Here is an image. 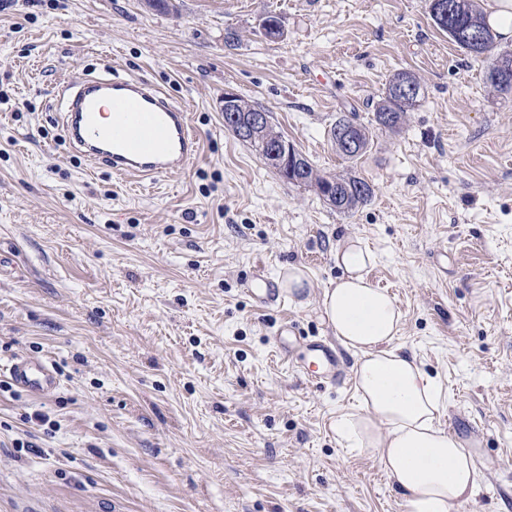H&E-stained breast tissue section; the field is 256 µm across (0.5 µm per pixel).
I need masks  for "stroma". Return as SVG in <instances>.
<instances>
[{"label":"stroma","mask_w":512,"mask_h":512,"mask_svg":"<svg viewBox=\"0 0 512 512\" xmlns=\"http://www.w3.org/2000/svg\"><path fill=\"white\" fill-rule=\"evenodd\" d=\"M179 3L0 0V366L45 359L60 380L34 396L0 373V512H405L376 454L336 437L353 378L317 386L274 341L286 322L333 337L321 298L349 238L376 253L394 344L440 381L441 426L476 460L458 512H512V97L428 0ZM402 71L421 86L404 124L339 156L336 118L369 124ZM115 72L186 103L187 171L122 179L70 142L63 88ZM228 90L371 200L344 214L281 178L225 129ZM259 263L312 286L255 306Z\"/></svg>","instance_id":"obj_1"}]
</instances>
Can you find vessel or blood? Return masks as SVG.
I'll return each mask as SVG.
<instances>
[{"mask_svg":"<svg viewBox=\"0 0 512 512\" xmlns=\"http://www.w3.org/2000/svg\"><path fill=\"white\" fill-rule=\"evenodd\" d=\"M111 102V120L100 123V98ZM66 129L74 145L83 147L90 161H105L113 173L156 179L187 169L199 150V138L184 110L170 103L155 85L135 79H88L64 102ZM249 297L259 306L281 301V290L264 269H257L247 284ZM313 363L309 378L333 383L347 372L338 350L315 339L306 346ZM6 371L21 388L41 394L55 388V370L48 361L18 358Z\"/></svg>","mask_w":512,"mask_h":512,"instance_id":"1","label":"vessel or blood"}]
</instances>
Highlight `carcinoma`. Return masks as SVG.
<instances>
[{"mask_svg": "<svg viewBox=\"0 0 512 512\" xmlns=\"http://www.w3.org/2000/svg\"><path fill=\"white\" fill-rule=\"evenodd\" d=\"M429 12L435 25L441 31L448 33V37L459 48L488 60L483 72L485 83L501 95H511L512 81L504 82L497 64L505 58L512 60V51L499 49L500 35L488 24L478 0H430ZM477 30L485 34V39L476 44L469 40V36ZM405 76L410 78L412 74L400 72L390 80L385 96L374 112L375 128L385 131L396 130L403 123L406 112L414 107V104H405L394 95V85ZM350 125L355 126L357 138L355 150L346 152L338 148L336 152L349 160H355L365 153L368 147L370 135H372L369 128L356 122L355 118L344 115L336 119L330 129V136L331 139H336L337 131ZM275 139L281 140L283 136L275 132L269 124L257 130L253 136L245 139V142L255 147L265 164L272 168L274 164L271 162L267 144ZM301 169L302 182L298 183L300 187H317L329 182L336 186L338 197H336L334 209L340 213H349L372 197V188L369 183L357 176H321L307 159L301 163Z\"/></svg>", "mask_w": 512, "mask_h": 512, "instance_id": "cac0c4a2", "label": "carcinoma"}]
</instances>
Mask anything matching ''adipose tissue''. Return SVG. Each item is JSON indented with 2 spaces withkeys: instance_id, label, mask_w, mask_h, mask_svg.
Masks as SVG:
<instances>
[{
  "instance_id": "1",
  "label": "adipose tissue",
  "mask_w": 512,
  "mask_h": 512,
  "mask_svg": "<svg viewBox=\"0 0 512 512\" xmlns=\"http://www.w3.org/2000/svg\"><path fill=\"white\" fill-rule=\"evenodd\" d=\"M375 260L360 241L347 240L336 251L343 274L322 293L327 323L356 357L360 408L339 413L334 429L350 447L377 453L406 512H458L477 486L476 461L438 425L439 382L393 347L403 316L388 291L369 281Z\"/></svg>"
}]
</instances>
